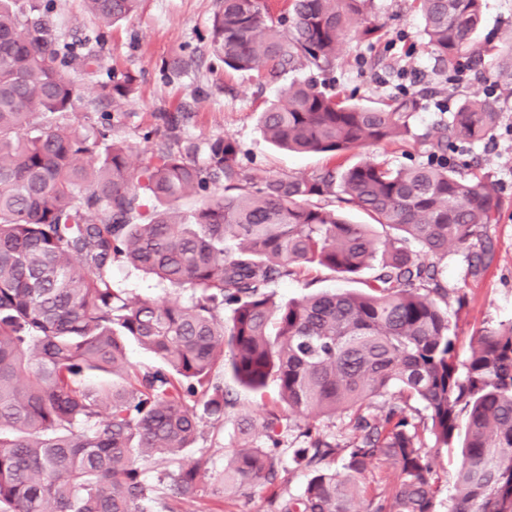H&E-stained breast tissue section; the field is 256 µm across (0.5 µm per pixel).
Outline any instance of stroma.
I'll list each match as a JSON object with an SVG mask.
<instances>
[{"label":"stroma","instance_id":"stroma-1","mask_svg":"<svg viewBox=\"0 0 512 512\" xmlns=\"http://www.w3.org/2000/svg\"><path fill=\"white\" fill-rule=\"evenodd\" d=\"M375 13L389 33V47H368L346 36L343 56L327 78L333 93L374 101L402 91L421 92L419 109L409 119L411 134L396 144L372 146L350 155V162L373 160L392 167L425 162L424 136L438 121L447 119L458 103V92H477L500 98L502 119L493 137L465 146L459 155L470 168L488 175L505 206L498 223L488 225L494 258L480 277L468 272L465 252L449 250L438 263L439 278L448 290L449 307H461L457 326L460 349L488 326L512 322V98L501 99L500 89L485 67L463 66L461 72L439 63L422 36V21L411 0H374ZM220 0H141L137 12L99 31L81 11L79 0H55L52 36L66 41L90 42L104 59L103 78L133 77L135 91L122 105L123 117L112 137L133 154L157 149L167 140L158 115L180 114L181 139L207 145L229 136L238 143L242 161L260 177L313 176L329 165L320 153L277 150L262 135L258 115L273 99L280 82L254 72L225 68L212 46L213 21ZM512 31V0H484L477 42H498ZM370 271L342 280L326 270H312L273 285L276 299L302 297L315 290L365 289ZM236 410L224 420L222 437H205L198 450L211 456L210 478L224 468V453L236 443V415L260 417L277 401L276 385L264 392L235 390Z\"/></svg>","mask_w":512,"mask_h":512}]
</instances>
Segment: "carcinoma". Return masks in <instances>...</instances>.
Masks as SVG:
<instances>
[{"mask_svg":"<svg viewBox=\"0 0 512 512\" xmlns=\"http://www.w3.org/2000/svg\"><path fill=\"white\" fill-rule=\"evenodd\" d=\"M287 2L275 20L266 0H224L213 52L231 70L273 81L309 72L279 91L259 127L278 148L339 163L311 178L259 180L229 137L202 148L172 134L131 168L127 145L102 146L107 127L66 121L81 99L72 72L98 74V51L47 36L53 0L26 11L0 0V512H182L210 469L203 453L183 462L201 424L223 429L236 405L230 384L260 392L271 381L279 403L257 423L237 416L238 442L206 491L218 505L210 512H224L228 492L257 485L277 512H435L439 478L421 427L438 449L461 441L448 512H512V323L483 330L459 359L461 309H448L437 265L421 259L453 246L471 276L490 265L481 229L497 221L502 199L448 152L493 134L498 101L461 95L426 135L424 163L349 164L356 149L407 136L418 96L358 104L319 89L345 33L373 47L387 32L372 19L373 0ZM83 3L109 27L139 0ZM413 3L441 61L487 60L495 85L512 94V37L474 40L482 0ZM133 90L131 77L101 81L96 102L118 109ZM198 197L187 213L174 207ZM150 200L159 206L149 211ZM342 203L373 224L345 219ZM374 224L392 234L377 241ZM118 263L191 294L129 297L112 278ZM371 266L366 292L283 302L270 291L313 268L349 277ZM131 341L155 362L129 364ZM393 388L425 415L405 405L361 413ZM286 411L303 420L299 448L280 447ZM347 411L352 437L340 448L315 422ZM257 429L265 448L250 440ZM285 455L307 480L281 500ZM151 460L161 468L149 478ZM377 460L394 467L397 483L361 509L360 480Z\"/></svg>","mask_w":512,"mask_h":512,"instance_id":"cac0c4a2","label":"carcinoma"}]
</instances>
